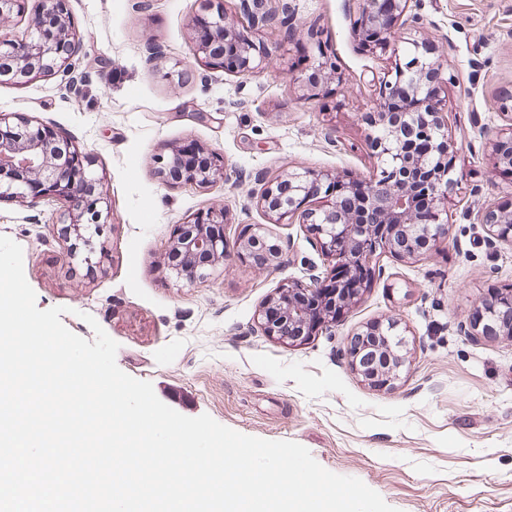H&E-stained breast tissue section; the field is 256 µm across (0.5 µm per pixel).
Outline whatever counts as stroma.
<instances>
[{
    "label": "stroma",
    "instance_id": "obj_1",
    "mask_svg": "<svg viewBox=\"0 0 512 512\" xmlns=\"http://www.w3.org/2000/svg\"><path fill=\"white\" fill-rule=\"evenodd\" d=\"M275 3L278 20L256 29L240 0H67L82 35L74 84L0 81V113L46 123L89 157L112 204L107 251L93 265L68 260L62 205L46 199L0 198V235L21 246L38 309L63 307L65 327L87 340L92 315L118 343V367L180 414L297 442L397 512H512V343L464 333L490 289L512 285V246L481 220L512 204V175L493 173L488 151L507 123L497 100L512 93V0H417L418 36L457 77L445 90L458 171L448 236L418 261L380 255L363 302L301 344L265 336L256 315L277 288L328 263L305 225L271 221L249 191L293 166L368 176L375 160L360 115L375 97L363 76L390 61L352 38L349 0ZM218 5L267 53L259 73L197 58L193 25ZM321 41L343 85L307 104L294 79ZM189 143L221 156L225 179L163 185L155 158ZM216 206L228 245L247 225H267L280 265L232 256L205 282L168 278L174 225ZM390 317L406 329L407 361L385 391L351 369L348 348L362 325Z\"/></svg>",
    "mask_w": 512,
    "mask_h": 512
}]
</instances>
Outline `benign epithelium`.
<instances>
[{
	"instance_id": "benign-epithelium-1",
	"label": "benign epithelium",
	"mask_w": 512,
	"mask_h": 512,
	"mask_svg": "<svg viewBox=\"0 0 512 512\" xmlns=\"http://www.w3.org/2000/svg\"><path fill=\"white\" fill-rule=\"evenodd\" d=\"M41 15L28 35L10 39L2 31L10 27L17 0H0V78L22 83L39 76L65 74L72 68L82 41L63 0H44ZM351 34L361 47L374 54L394 57V66L371 73L367 80L376 96V106L363 114L365 141L375 166L372 174L352 182L339 171H311L296 167L288 174L261 184L256 204L275 220L303 224L315 236L333 266L345 270L346 279L331 289L330 306L316 313L315 328H308L311 313L300 308L304 296L321 291L335 271L316 274L311 267L309 283H293L268 298L259 309L257 323L263 333L279 340L303 343L317 331L336 325V310H351L368 284L360 276L365 266L382 253L401 260L425 258L448 235V187L457 183L456 150L448 136L438 86L451 85L454 76H443L441 56L433 55L424 40L405 37V25L414 0H354ZM240 9L254 28L277 20L269 0H240ZM238 39L235 26L224 12L212 15L210 29L195 38L197 55L220 64L227 72L247 76L262 69L261 47L246 40L237 57L228 59L224 45ZM342 72L331 55L319 50L305 72L295 79V93L304 102H314L327 84L341 85ZM512 139V123L490 141L493 169L512 171V153L503 152ZM429 142L428 152L419 153V143ZM203 164L183 174L175 173L177 156L159 159L157 177L173 186L205 188L220 175L215 153L199 146ZM56 198L64 210L59 223L70 240L69 259L85 247L84 261L104 254L105 241L93 244L103 226L110 223L111 203L100 189V178L86 156L64 136L33 120L10 121L0 113V197ZM322 203L306 206L311 199ZM427 205L432 223H417L421 205ZM496 240L512 245V210L495 206L483 219ZM261 246L265 265L281 263L282 246L265 225L252 224L236 242V256ZM228 257L224 238V208L210 210L176 225L168 242L163 265L170 278L192 285L207 279ZM504 323L479 318L471 323L474 336H499L512 343V294L499 303ZM405 330L391 319L370 323L354 333L349 347L353 370L368 385L390 390L400 379L405 363Z\"/></svg>"
}]
</instances>
